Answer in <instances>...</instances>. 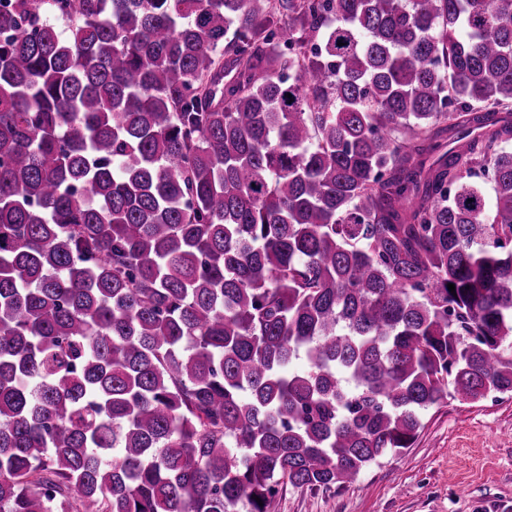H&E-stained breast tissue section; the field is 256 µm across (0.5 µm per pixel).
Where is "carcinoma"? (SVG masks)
<instances>
[{"instance_id": "1", "label": "carcinoma", "mask_w": 512, "mask_h": 512, "mask_svg": "<svg viewBox=\"0 0 512 512\" xmlns=\"http://www.w3.org/2000/svg\"><path fill=\"white\" fill-rule=\"evenodd\" d=\"M491 393L512 0H0V512H268Z\"/></svg>"}]
</instances>
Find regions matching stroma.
I'll list each match as a JSON object with an SVG mask.
<instances>
[{
	"mask_svg": "<svg viewBox=\"0 0 512 512\" xmlns=\"http://www.w3.org/2000/svg\"><path fill=\"white\" fill-rule=\"evenodd\" d=\"M269 512H512V399L433 408L412 447L331 493L286 487Z\"/></svg>",
	"mask_w": 512,
	"mask_h": 512,
	"instance_id": "35a3bbf8",
	"label": "stroma"
}]
</instances>
